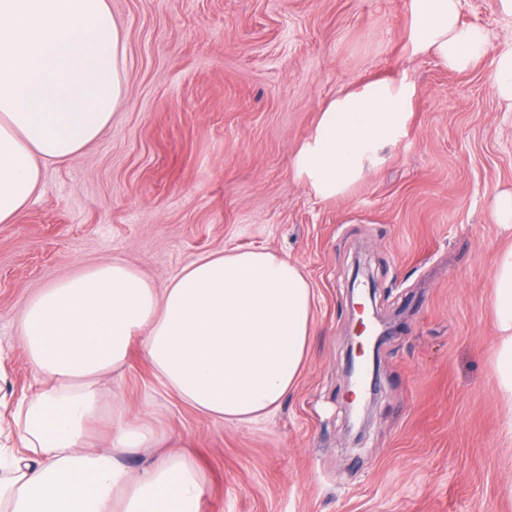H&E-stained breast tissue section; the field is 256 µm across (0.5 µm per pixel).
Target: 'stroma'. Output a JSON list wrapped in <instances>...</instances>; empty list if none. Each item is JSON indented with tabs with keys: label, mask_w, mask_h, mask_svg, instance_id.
I'll use <instances>...</instances> for the list:
<instances>
[{
	"label": "stroma",
	"mask_w": 512,
	"mask_h": 512,
	"mask_svg": "<svg viewBox=\"0 0 512 512\" xmlns=\"http://www.w3.org/2000/svg\"><path fill=\"white\" fill-rule=\"evenodd\" d=\"M126 35V99L76 158L0 224V345L14 397L34 374L13 338L30 294L105 261L165 287L200 255L270 249L315 292L294 389L265 419L227 426L180 401L140 344L105 398L164 446H192L203 512H512V427L498 397L493 271L512 231V107L491 84L512 20L461 0L488 34L468 70L410 56L408 0H110ZM415 86L406 137L347 194L294 172L324 102L366 79ZM367 258L394 328L380 346L360 442L345 412L349 282Z\"/></svg>",
	"instance_id": "1"
}]
</instances>
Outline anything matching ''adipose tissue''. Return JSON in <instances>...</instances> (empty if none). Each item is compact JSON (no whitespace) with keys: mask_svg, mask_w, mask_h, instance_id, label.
I'll return each instance as SVG.
<instances>
[{"mask_svg":"<svg viewBox=\"0 0 512 512\" xmlns=\"http://www.w3.org/2000/svg\"><path fill=\"white\" fill-rule=\"evenodd\" d=\"M460 0H409L408 49L462 71L487 48L459 20ZM125 36L109 0H0V224L42 184V162L82 153L126 98ZM415 97L404 80L375 79L336 95L294 168L322 198L345 194L407 134ZM491 301L502 397L512 405V247L494 269ZM315 293L270 250L199 256L159 289L137 269L102 262L36 290L17 342L40 384L18 402L0 394L23 455L0 448V512H202L207 477L174 450L131 471L121 457L156 437L104 408L97 382L140 342L160 380L195 410L239 427L292 391L312 334Z\"/></svg>","mask_w":512,"mask_h":512,"instance_id":"adipose-tissue-1","label":"adipose tissue"}]
</instances>
